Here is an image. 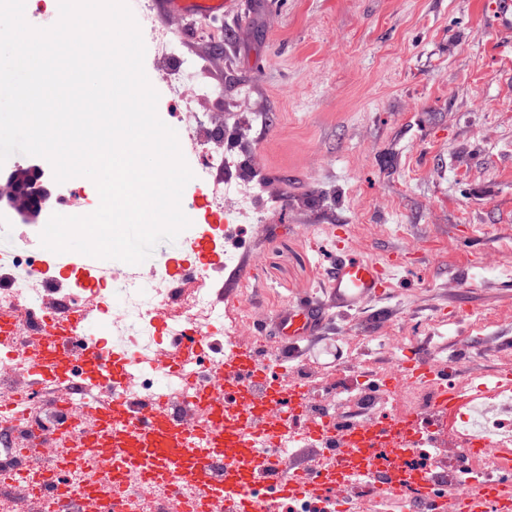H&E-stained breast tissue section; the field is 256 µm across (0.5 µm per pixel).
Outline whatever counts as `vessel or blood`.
I'll list each match as a JSON object with an SVG mask.
<instances>
[{
	"label": "vessel or blood",
	"mask_w": 512,
	"mask_h": 512,
	"mask_svg": "<svg viewBox=\"0 0 512 512\" xmlns=\"http://www.w3.org/2000/svg\"><path fill=\"white\" fill-rule=\"evenodd\" d=\"M230 2L154 0L165 13L203 16L223 15ZM388 272L386 264L337 247L328 272L332 306L342 313L359 309L368 299L383 294ZM317 309V304L308 300L287 305L278 313L279 358L266 359L253 345L234 348L225 356L218 382L203 381L194 388V404L202 414L196 422L160 404L132 405L126 394L127 358L93 348L75 351L72 340L78 316L52 310L32 356L31 373L37 383L61 386L78 371L91 383L105 381L112 388L107 399L94 405L95 423L74 444L65 466L80 467L91 455L106 458L117 490L124 488L132 470L152 485L189 480L198 485L201 501L223 499L225 512H266L270 500L293 495L319 498L338 483L370 476L383 493L409 491L428 512H441L443 499L426 475L411 471L393 474L377 454L387 437L418 431L417 415L381 423L366 418L353 421L347 447L336 451L335 467L322 472L281 465L254 447L252 437L259 419L269 416L284 425L289 413L305 406L309 386L303 379H288L286 365L300 354L302 342L313 339ZM202 341L196 332L183 336L169 353V364L196 357ZM398 370L397 379L412 377L432 386L435 411L458 403L456 391L448 385V366L412 357L402 361ZM397 379L385 381L383 391L392 390ZM505 490L512 492V483L476 488L465 499L466 512H486L487 502L500 498Z\"/></svg>",
	"instance_id": "1"
}]
</instances>
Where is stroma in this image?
I'll use <instances>...</instances> for the list:
<instances>
[{
    "label": "stroma",
    "mask_w": 512,
    "mask_h": 512,
    "mask_svg": "<svg viewBox=\"0 0 512 512\" xmlns=\"http://www.w3.org/2000/svg\"><path fill=\"white\" fill-rule=\"evenodd\" d=\"M490 3L233 0L218 21L163 20L214 89L193 108L232 159L215 176L254 193L255 280L208 271L226 330L319 294L344 226L349 249L396 261L391 293L330 317L301 376L337 386L418 351L443 361L461 334L458 395L512 387V33L492 30ZM144 69L186 140L167 92L178 60L149 51Z\"/></svg>",
    "instance_id": "35a3bbf8"
}]
</instances>
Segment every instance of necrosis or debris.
<instances>
[{
  "label": "necrosis or debris",
  "mask_w": 512,
  "mask_h": 512,
  "mask_svg": "<svg viewBox=\"0 0 512 512\" xmlns=\"http://www.w3.org/2000/svg\"><path fill=\"white\" fill-rule=\"evenodd\" d=\"M209 87L198 83L196 67L191 60H183L181 77L171 84L169 93L174 101L183 103L184 119L190 134L191 147H198L197 134L204 120L195 112L192 103L208 95ZM211 158H200L195 166L194 181L205 208V218H221L235 224L249 205L247 188L211 177ZM13 269L9 288L0 291V314L15 317L16 333L0 343V387L10 385L17 368L30 365L29 343L42 330L47 317L45 286L53 278L54 269L44 258L31 251L27 244L0 256V265ZM73 287L69 300L79 311L85 328L78 337L80 346H96L107 353L121 351L131 356V383L127 395L132 403H150L165 400L174 408L190 411L193 406L191 387L205 373L224 366L226 345L213 334L214 326L223 323L224 311L216 306L211 290L206 286L205 272H194L186 267L171 268L169 262L159 263L149 273L141 275L134 266L115 267L107 271L76 269L71 271ZM182 279V289H174L175 279ZM122 281L120 296H113V281ZM109 322L111 333L98 336L91 327ZM199 331L207 338L198 358L180 362L177 369L165 367L162 359L164 346H175L187 331ZM80 395H68L51 400L39 412L32 411L27 398L12 395L16 411L0 419V504H6L3 491L16 483L15 469L28 471L32 479L26 488L37 496L40 512H112L111 467L98 458H90L86 466L69 469L61 458L64 443L77 441L90 410L89 396L98 389L84 380H76ZM332 388L310 392L307 409L294 414L290 421L291 434L279 442L262 443L260 450L277 460H287L290 445L297 430L323 415L333 416L337 430H345L346 418L335 413ZM430 424L427 437L415 440L413 450L404 456H389L388 465L394 469H411L434 478L437 490L461 491L472 485L474 478L485 483H512V470L503 465L499 449L512 446V392L499 394L490 404L469 408L460 413L457 423L459 441L449 450L445 459L434 457L441 423L437 414L426 416ZM493 443V450L473 451L472 443ZM38 443L44 452L38 460H29L24 454L26 445ZM93 483L92 499L73 496L62 498V491ZM125 512H190L197 502V490L184 482L171 487L147 485L137 474L126 480Z\"/></svg>",
  "instance_id": "4bbe7bcc"
}]
</instances>
